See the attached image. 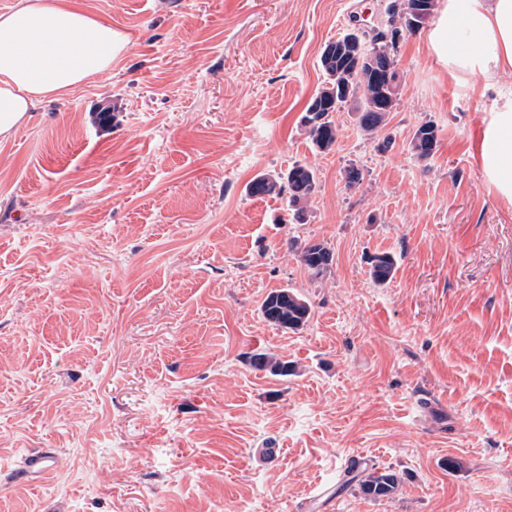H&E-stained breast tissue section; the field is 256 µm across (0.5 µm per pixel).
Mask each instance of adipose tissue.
<instances>
[{
	"label": "adipose tissue",
	"instance_id": "1",
	"mask_svg": "<svg viewBox=\"0 0 512 512\" xmlns=\"http://www.w3.org/2000/svg\"><path fill=\"white\" fill-rule=\"evenodd\" d=\"M127 35L79 0H19L0 14V141L11 138L35 105L109 76ZM432 61L466 91L489 96L477 152L487 185L512 204V0H439L427 32Z\"/></svg>",
	"mask_w": 512,
	"mask_h": 512
}]
</instances>
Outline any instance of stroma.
<instances>
[{
    "mask_svg": "<svg viewBox=\"0 0 512 512\" xmlns=\"http://www.w3.org/2000/svg\"><path fill=\"white\" fill-rule=\"evenodd\" d=\"M84 2L129 35L111 76L0 142V512H512V205L482 174L483 99L406 32L388 149L347 103L319 153L321 51L391 0ZM296 162L318 176L302 224L246 190ZM308 241L334 255L318 277ZM281 288L303 329L263 319ZM35 450L54 472L14 482ZM360 453L394 497L341 489ZM437 146L438 130L433 123H424L416 128L410 148L417 159H428L436 152ZM300 258L312 275L320 276L332 265L333 252L324 242L309 241L300 245ZM370 275L374 282L385 284L393 277L396 268V260L389 253L372 256L370 259ZM263 319L283 330L296 331L310 319L312 306L306 297L288 288L271 291L261 303ZM250 364L257 370L275 377H288L296 371L292 362L265 350H257L249 357Z\"/></svg>",
    "mask_w": 512,
    "mask_h": 512,
    "instance_id": "35a3bbf8",
    "label": "stroma"
}]
</instances>
